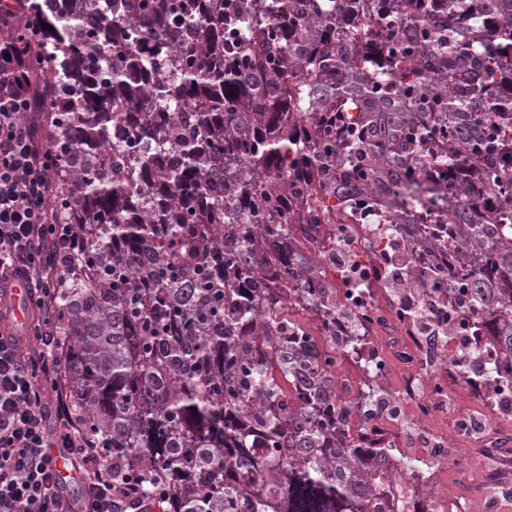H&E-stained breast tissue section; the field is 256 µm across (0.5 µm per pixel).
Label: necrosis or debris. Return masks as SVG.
Segmentation results:
<instances>
[{
    "mask_svg": "<svg viewBox=\"0 0 512 512\" xmlns=\"http://www.w3.org/2000/svg\"><path fill=\"white\" fill-rule=\"evenodd\" d=\"M339 247L355 255L364 266L366 288L357 298L364 312L360 328L368 329L364 356L370 369L359 378L339 380L337 396L355 399L362 381L385 388L390 365H397L403 379L388 394L389 409L376 411L369 422L374 434L396 448L416 449L423 466L415 476L399 467L395 455L383 456L382 469L388 471L391 489L413 512V493H420L424 512H507L511 505L501 497L497 483L498 463L492 449L512 441V381L503 379L486 387L473 401H466L462 388L471 376L463 357L479 358L502 370L501 351L486 330L473 324L455 326L448 335L432 337L433 327L424 311L430 310L436 291L452 288L454 277L428 282L425 274L441 252L413 245L407 227L381 224L374 211L363 210L360 221L346 225ZM407 265L405 278L398 283L394 298L381 302L388 281L384 269L396 260ZM489 448V455L474 458L468 453L472 442ZM456 465L455 485H433L431 478L443 463ZM479 483V495H469L472 483Z\"/></svg>",
    "mask_w": 512,
    "mask_h": 512,
    "instance_id": "1",
    "label": "necrosis or debris"
}]
</instances>
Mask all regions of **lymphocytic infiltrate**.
I'll use <instances>...</instances> for the list:
<instances>
[{
  "instance_id": "f902f5d3",
  "label": "lymphocytic infiltrate",
  "mask_w": 512,
  "mask_h": 512,
  "mask_svg": "<svg viewBox=\"0 0 512 512\" xmlns=\"http://www.w3.org/2000/svg\"><path fill=\"white\" fill-rule=\"evenodd\" d=\"M28 51L0 40V291L22 281L46 314L78 238L59 234L48 205L49 156L36 138L32 99L23 88ZM42 373L30 367L26 335L0 336V512H144L135 478H112V460L89 448L60 388L59 338L37 334ZM56 420L47 425V407ZM81 486L72 495L66 473Z\"/></svg>"
}]
</instances>
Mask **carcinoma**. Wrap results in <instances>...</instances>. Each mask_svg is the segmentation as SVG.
<instances>
[{
  "instance_id": "cac0c4a2",
  "label": "carcinoma",
  "mask_w": 512,
  "mask_h": 512,
  "mask_svg": "<svg viewBox=\"0 0 512 512\" xmlns=\"http://www.w3.org/2000/svg\"><path fill=\"white\" fill-rule=\"evenodd\" d=\"M34 0L50 320L88 446L150 512H367L389 452L336 396V225L461 246L449 316L512 359V0ZM51 28H43V24ZM319 315L323 346L288 318Z\"/></svg>"
}]
</instances>
